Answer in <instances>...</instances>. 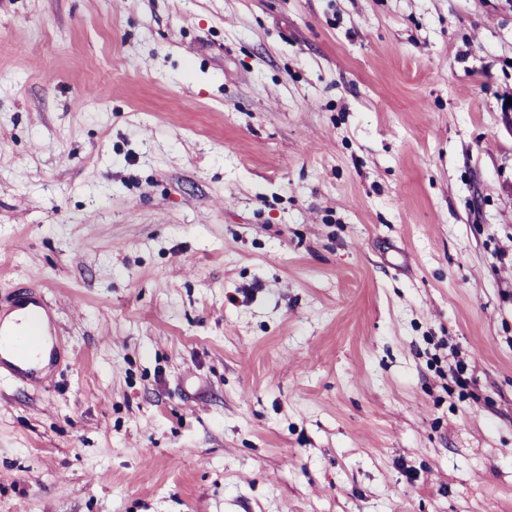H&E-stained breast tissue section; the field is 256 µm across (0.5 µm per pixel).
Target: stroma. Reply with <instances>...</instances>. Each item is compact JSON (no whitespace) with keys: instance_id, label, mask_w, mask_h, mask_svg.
Returning <instances> with one entry per match:
<instances>
[{"instance_id":"1","label":"stroma","mask_w":512,"mask_h":512,"mask_svg":"<svg viewBox=\"0 0 512 512\" xmlns=\"http://www.w3.org/2000/svg\"><path fill=\"white\" fill-rule=\"evenodd\" d=\"M512 0H0V512H512ZM43 333L31 332L29 338L18 333L10 324L4 323V316L0 315V368L7 364L5 356L9 355L13 347H23L27 349L39 347L44 345L42 339L39 336H43Z\"/></svg>"}]
</instances>
